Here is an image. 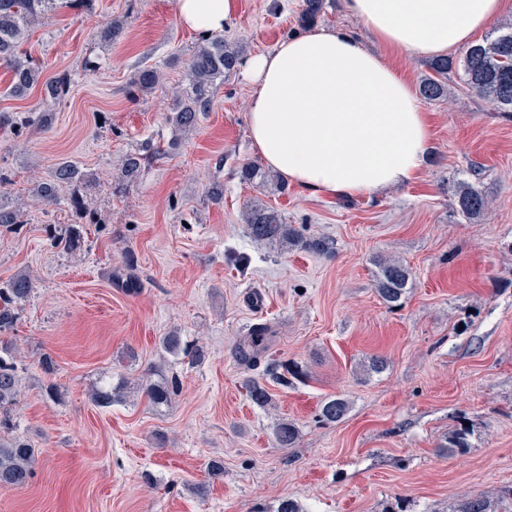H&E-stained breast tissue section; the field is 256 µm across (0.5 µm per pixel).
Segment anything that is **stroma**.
Here are the masks:
<instances>
[{
	"label": "stroma",
	"mask_w": 512,
	"mask_h": 512,
	"mask_svg": "<svg viewBox=\"0 0 512 512\" xmlns=\"http://www.w3.org/2000/svg\"><path fill=\"white\" fill-rule=\"evenodd\" d=\"M301 6L238 0L223 36L249 55L270 51L297 33ZM114 17L126 21L122 38L99 42L97 29ZM198 39L175 0H94L87 10L56 0L20 46L39 84L5 95L11 74L0 67V114L49 116L42 129L0 124V172L23 221L19 233H0V281L21 270L36 278L13 330L22 358L16 432L35 448L34 476L0 490V512H276L287 497L305 512H453L465 495L512 487V113L452 73L447 98L423 104L430 149L416 180L353 199L292 183L259 188L238 174L259 159L240 72L225 78L194 131L166 121ZM147 65L163 82L132 99L130 79ZM63 73L74 81L56 100L45 84ZM148 140L166 155L122 184L121 159ZM64 163L85 181L41 205L37 185ZM463 181L489 201L477 217L453 205ZM215 182L219 203L206 194ZM253 202L329 240L331 252L250 240L243 212ZM88 213L96 222L80 251L52 247L48 225L80 224ZM129 253L144 283L137 295L108 279ZM385 258L412 273L395 310L375 291ZM262 324L272 336L253 372L273 361L297 371L270 384L265 408L250 401L235 356ZM173 329L204 348L202 362L162 351ZM45 353L56 363L50 376L39 367ZM376 357L385 369L368 372ZM155 367L180 380L169 408L137 392L108 408L89 397L99 379L138 380ZM50 384L61 400L47 396ZM334 396L349 412L323 423L320 406ZM283 418L300 429L297 447L273 442ZM464 423L468 448L444 452ZM216 457L224 472L212 476L206 465ZM199 482L206 496L191 492Z\"/></svg>",
	"instance_id": "stroma-1"
}]
</instances>
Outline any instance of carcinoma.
Instances as JSON below:
<instances>
[{
  "label": "carcinoma",
  "mask_w": 512,
  "mask_h": 512,
  "mask_svg": "<svg viewBox=\"0 0 512 512\" xmlns=\"http://www.w3.org/2000/svg\"><path fill=\"white\" fill-rule=\"evenodd\" d=\"M325 0H303L297 17L298 27L306 31L315 26L324 13ZM51 0H0V64L12 73L8 92L15 97L24 96L39 80L38 66L32 61L17 56V48L24 40L28 29L39 22L52 9ZM124 30L120 19L106 21L97 31V38L104 43L117 41ZM241 60V46L224 40L221 36L202 37L187 64L189 87L175 95L167 116L174 130L184 133L196 127L199 116L209 111L224 76L232 73ZM459 71L460 80L476 94L489 99L502 112H512V23L503 25L489 37L469 46L458 61L437 57L430 61L429 77L420 89L428 101L437 100L448 93V72ZM160 81V72L145 67L135 72L129 83V94L136 98L151 92ZM160 153L159 146L148 142L141 150L125 155L121 165V178L134 183L145 165ZM240 180L245 183L262 185L273 181L269 172L259 164L247 162L239 169ZM54 177L63 182L79 183L86 175L75 165L57 168ZM10 179L0 174V231L15 232L20 223L19 211L4 203L2 187ZM455 208L463 216L471 218L480 215L487 208L485 196L468 183H462L455 191ZM245 232L258 243L276 245L281 249L299 247L317 254L330 251L328 241L307 237L293 225L284 222L279 211L261 203L251 204L244 213ZM55 247L74 251L84 242L86 228L82 224H55L47 229ZM111 282L129 295L138 294L143 282L136 273L134 256L125 258L124 266L110 273ZM410 284V271L394 260L378 261L376 291L382 301L391 309L401 306V300ZM35 290V278L27 270H21L0 282V487H16L26 484L33 477L32 464L35 449L24 438L12 435L14 429L13 411L20 397L17 357L13 352L11 338L5 334L14 329L18 311L25 305ZM268 341V328L257 326L250 336L236 348V357L247 368L257 364ZM163 351L174 357L189 359L190 363L204 360L205 351L190 347L177 330L169 331L162 337ZM292 374L288 363L274 362L266 366L260 377L249 376L244 380L245 389L251 402L265 408L272 398L267 380L288 382ZM130 384L120 386L101 385L92 392L93 402L107 407L126 396ZM180 384L176 377L161 379L145 387V395L154 407L167 406L178 395ZM349 410V403L341 397L324 401L319 418L329 424L341 420ZM469 429L457 428L443 445L452 454L468 447ZM299 439V429L288 421L279 422L274 429L275 445L279 448H293ZM454 512H495L492 501L482 495L463 498Z\"/></svg>",
  "instance_id": "obj_1"
}]
</instances>
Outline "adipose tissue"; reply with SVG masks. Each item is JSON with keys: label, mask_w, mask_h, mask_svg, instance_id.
<instances>
[{"label": "adipose tissue", "mask_w": 512, "mask_h": 512, "mask_svg": "<svg viewBox=\"0 0 512 512\" xmlns=\"http://www.w3.org/2000/svg\"><path fill=\"white\" fill-rule=\"evenodd\" d=\"M373 42L418 58L470 44L503 0H344ZM236 0H175L178 21L222 33ZM252 87L249 135L265 164L313 192L354 197L415 180L429 126L412 86L389 60L336 28L281 41L240 65Z\"/></svg>", "instance_id": "obj_1"}]
</instances>
